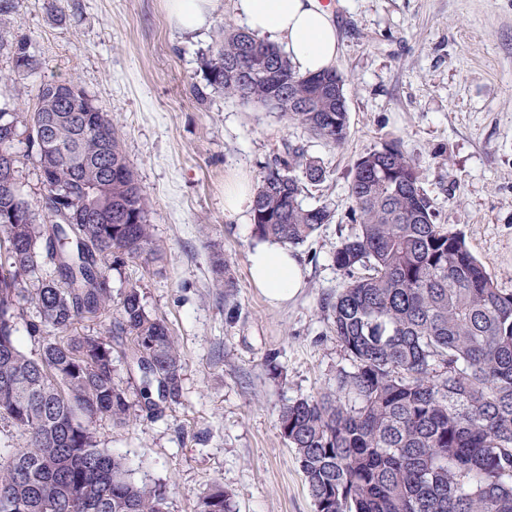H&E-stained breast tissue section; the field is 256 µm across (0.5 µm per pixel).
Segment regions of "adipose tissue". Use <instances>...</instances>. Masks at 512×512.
Here are the masks:
<instances>
[{
  "label": "adipose tissue",
  "instance_id": "adipose-tissue-1",
  "mask_svg": "<svg viewBox=\"0 0 512 512\" xmlns=\"http://www.w3.org/2000/svg\"><path fill=\"white\" fill-rule=\"evenodd\" d=\"M175 27L183 32L202 29L214 0H166ZM248 30L268 38L288 56L299 73L332 68L338 55L334 0H235ZM254 283L274 303L295 296L303 281L302 266L286 245L268 240L249 256Z\"/></svg>",
  "mask_w": 512,
  "mask_h": 512
}]
</instances>
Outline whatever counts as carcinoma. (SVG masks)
Here are the masks:
<instances>
[{
    "label": "carcinoma",
    "instance_id": "1",
    "mask_svg": "<svg viewBox=\"0 0 512 512\" xmlns=\"http://www.w3.org/2000/svg\"><path fill=\"white\" fill-rule=\"evenodd\" d=\"M13 0H0V52L21 77L38 63L29 41L8 35ZM227 99L279 112L341 146L349 118L345 80L334 68L303 75L286 55L224 22L205 64ZM37 147L46 194L38 223L18 186L12 150L18 126ZM302 175H297L296 171ZM326 179L300 147L266 167L251 209L253 234L299 245L333 221L306 207V186ZM112 200V217L94 204ZM357 232L333 251L347 282L322 301L353 363L336 389L298 398L278 415L315 512H512V293L495 285L464 239L435 223L419 173L400 145L360 157L349 185ZM151 204L108 113L74 80L43 85L32 112L0 109V425L20 442L0 445V512H166V487L136 482L127 458L99 446L93 424L116 425L136 409L178 402L185 357L167 320L127 288L116 313L108 271L125 258L161 252ZM213 287L231 296L224 259L212 257ZM40 322L30 357L15 338L22 285ZM104 334L78 332L84 321ZM156 384L141 400L114 381L112 353ZM197 512H233L222 487Z\"/></svg>",
    "mask_w": 512,
    "mask_h": 512
}]
</instances>
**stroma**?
I'll return each mask as SVG.
<instances>
[{"label": "stroma", "mask_w": 512, "mask_h": 512, "mask_svg": "<svg viewBox=\"0 0 512 512\" xmlns=\"http://www.w3.org/2000/svg\"><path fill=\"white\" fill-rule=\"evenodd\" d=\"M335 2L349 110L341 146L208 86L219 25L243 24L233 0H215L208 26L188 34L166 0H62L56 11L14 0L11 32L31 41L39 65L0 83V107L34 111L44 84L77 81L119 127L151 201L162 261L113 265L109 283L116 302L140 284L147 309L167 319L186 359L181 398L126 425L99 419L95 432L127 457L135 481L166 485L168 512H194L217 484L235 512H314L277 418L289 401L335 388L337 370L351 366L321 303L345 285L332 253L357 230L349 184L361 155L399 142L438 223L512 291V0ZM290 144L327 170L305 204L335 217L295 246L305 286L275 306L251 280L252 223L225 215L224 183L235 174L258 182ZM13 150L20 191L44 218L36 150L23 134ZM216 252L235 280L228 299L212 286Z\"/></svg>", "instance_id": "35a3bbf8"}]
</instances>
